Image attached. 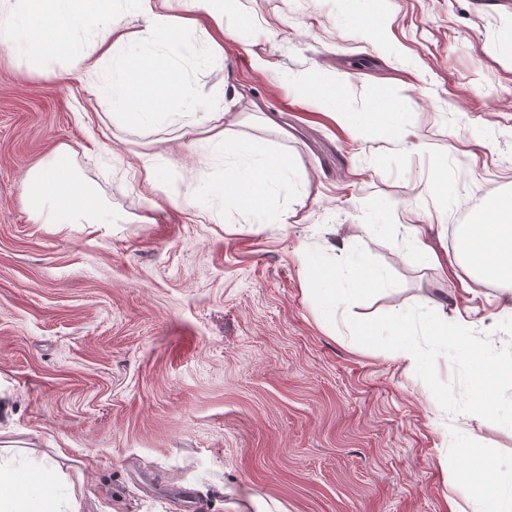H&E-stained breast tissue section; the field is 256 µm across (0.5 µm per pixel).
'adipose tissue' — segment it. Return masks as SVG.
Listing matches in <instances>:
<instances>
[{
  "mask_svg": "<svg viewBox=\"0 0 512 512\" xmlns=\"http://www.w3.org/2000/svg\"><path fill=\"white\" fill-rule=\"evenodd\" d=\"M220 0H0V46L29 67L66 57L74 69L93 72L108 66L107 105L113 122L147 127L177 124L196 130L222 120L234 101L215 91L199 103L188 70L224 59L219 35L236 36L226 25ZM207 33L203 58L189 54L186 41ZM87 53H77L82 41ZM224 159V181L217 196L225 206L244 212L247 223H288L295 209L281 205L280 189L294 173L288 155L258 141L217 131L208 138ZM27 203L44 224H100L104 201L89 183L70 173L66 148L54 160L32 170L27 178ZM485 221L458 227L455 263L461 267L468 293L493 282L512 294V197L486 205ZM308 264L312 293L323 301V314L335 320L339 308L354 296L392 282L359 254L346 252L342 264L328 275ZM14 444L0 446V512H79L75 497L59 494L64 478L57 459L45 455L18 469ZM450 484L474 499L480 512H512V473L498 468L471 475L448 472Z\"/></svg>",
  "mask_w": 512,
  "mask_h": 512,
  "instance_id": "ef3b65f1",
  "label": "adipose tissue"
}]
</instances>
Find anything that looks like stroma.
<instances>
[{"label": "stroma", "mask_w": 512, "mask_h": 512, "mask_svg": "<svg viewBox=\"0 0 512 512\" xmlns=\"http://www.w3.org/2000/svg\"><path fill=\"white\" fill-rule=\"evenodd\" d=\"M240 32L224 64L194 71L199 99L236 97L227 134L284 149L298 220L249 224L187 194L224 178L201 135L113 123L108 74L56 59L30 71L0 47V405L32 458L60 450L81 512H475L445 481L468 459L512 463V429L444 413L414 366L355 343L346 315L432 301L468 313L501 345L497 285L449 280L457 227L512 194V0H226ZM268 69H258L255 57ZM344 74L347 109L372 113L364 140L321 111ZM400 99L415 133L377 117ZM66 147L112 211L108 224H39L29 172ZM166 159L157 194L140 156ZM449 194L428 193L432 157ZM389 209V226L369 221ZM427 225L436 261L397 231ZM357 250L388 274L326 324L305 260Z\"/></svg>", "instance_id": "obj_1"}]
</instances>
